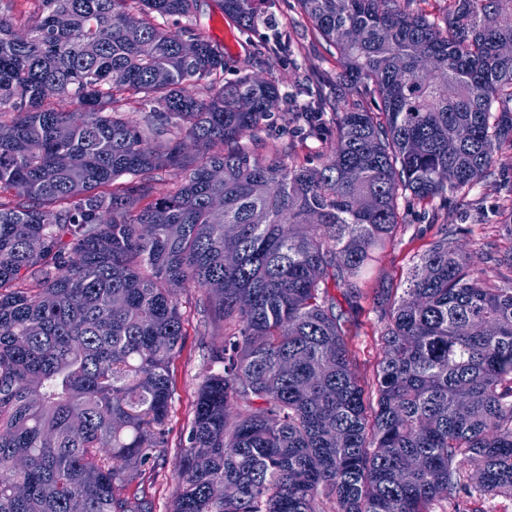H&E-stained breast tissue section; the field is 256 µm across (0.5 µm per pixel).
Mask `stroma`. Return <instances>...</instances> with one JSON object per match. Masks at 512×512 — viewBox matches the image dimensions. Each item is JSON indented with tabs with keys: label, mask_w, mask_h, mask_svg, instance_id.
Wrapping results in <instances>:
<instances>
[{
	"label": "stroma",
	"mask_w": 512,
	"mask_h": 512,
	"mask_svg": "<svg viewBox=\"0 0 512 512\" xmlns=\"http://www.w3.org/2000/svg\"><path fill=\"white\" fill-rule=\"evenodd\" d=\"M221 17L222 13L214 0H205L199 22L200 31L208 34L214 28H222V42L229 45L230 57H247L254 49L253 43L239 38L232 24L222 22ZM495 172L494 183L483 186L467 197L453 196L448 200V220L462 228L459 243L477 259L490 252L512 250V234L504 227V210L508 200L512 199V146L506 145L497 151ZM405 216L406 224L395 245L380 256L370 281L371 287L402 285L415 257L427 250L434 238L436 227L423 218L419 205L407 207ZM175 294L184 314V342L181 353L171 363L176 388L166 427L172 446L165 451L162 468L144 477L152 512L170 510L176 486L174 473L180 456L175 443L192 418V404L202 380L203 359L224 343L222 329L215 327L207 332L202 331L194 311L197 290L179 288ZM382 330L383 324L374 311L372 299L362 300L352 328V349L361 373L368 378L372 377L380 357Z\"/></svg>",
	"instance_id": "obj_1"
}]
</instances>
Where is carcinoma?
<instances>
[{
    "label": "carcinoma",
    "instance_id": "cac0c4a2",
    "mask_svg": "<svg viewBox=\"0 0 512 512\" xmlns=\"http://www.w3.org/2000/svg\"><path fill=\"white\" fill-rule=\"evenodd\" d=\"M14 2L0 0V512H150L118 490L171 447L175 286L201 289L224 347L177 444L170 512H467L472 477L512 496V277L489 282L441 224L405 287L375 291L368 389L350 330L402 203L471 193L512 143V0H297L301 35L336 61L327 82L363 86L352 98L283 91L228 57L193 26L202 0H33L18 17ZM215 2L241 34L266 28L269 0ZM262 49L294 60L296 32ZM278 112L307 137L335 127L330 153L291 161Z\"/></svg>",
    "mask_w": 512,
    "mask_h": 512
}]
</instances>
